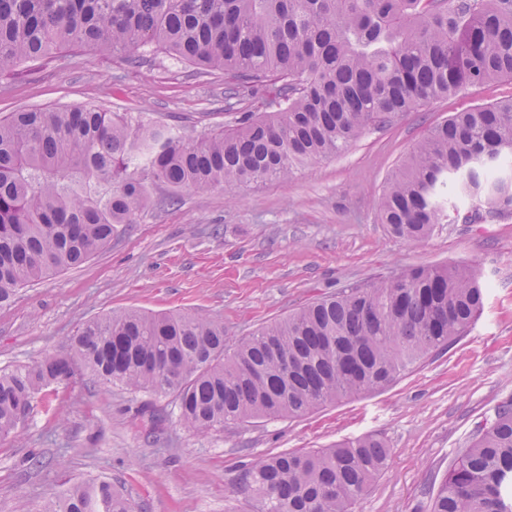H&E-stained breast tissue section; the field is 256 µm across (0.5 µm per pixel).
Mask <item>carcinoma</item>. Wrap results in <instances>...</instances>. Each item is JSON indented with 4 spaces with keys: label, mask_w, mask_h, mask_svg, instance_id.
Instances as JSON below:
<instances>
[{
    "label": "carcinoma",
    "mask_w": 512,
    "mask_h": 512,
    "mask_svg": "<svg viewBox=\"0 0 512 512\" xmlns=\"http://www.w3.org/2000/svg\"><path fill=\"white\" fill-rule=\"evenodd\" d=\"M66 46L162 51L224 72L231 120L195 140L130 112L70 106L0 114V306L19 287L77 266L133 224L150 189L206 192L286 182L440 97L512 78V0H0V72ZM267 108L255 111V105ZM512 99L457 112L388 176L389 232L421 244L444 223L453 182L478 203L462 223L512 214ZM399 283L348 286L227 349L224 323L124 310L84 322L69 350L0 369V438L72 356L104 384L176 397L196 431L302 417L393 384L448 349L483 309L472 268H409ZM294 369L284 373L285 366ZM371 436L274 454L245 471L257 512H352L386 468ZM40 512H133L109 480L74 483ZM430 512H512V400L440 483Z\"/></svg>",
    "instance_id": "cac0c4a2"
}]
</instances>
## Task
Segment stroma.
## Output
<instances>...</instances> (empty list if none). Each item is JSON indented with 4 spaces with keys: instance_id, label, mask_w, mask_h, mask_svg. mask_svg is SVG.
I'll use <instances>...</instances> for the list:
<instances>
[{
    "instance_id": "35a3bbf8",
    "label": "stroma",
    "mask_w": 512,
    "mask_h": 512,
    "mask_svg": "<svg viewBox=\"0 0 512 512\" xmlns=\"http://www.w3.org/2000/svg\"><path fill=\"white\" fill-rule=\"evenodd\" d=\"M509 98L503 78L437 99L288 182L186 191L176 205L169 188H152L137 222L104 248L20 289L0 308V369L67 351L83 322L130 308L200 312L223 321L232 345L318 297L412 267L468 265L485 298L466 336L383 390L207 433L179 422L174 396L94 382L74 362L73 379L44 392L18 436L0 439V512H37L63 486L95 478L110 479L134 512H255L240 486L259 457L365 435L391 454L354 512H430L429 489L512 398V216L441 224L412 245L379 224L378 199L432 127ZM79 105L140 113L194 139L225 121L224 75L159 52L135 65L77 47L0 74V113Z\"/></svg>"
}]
</instances>
